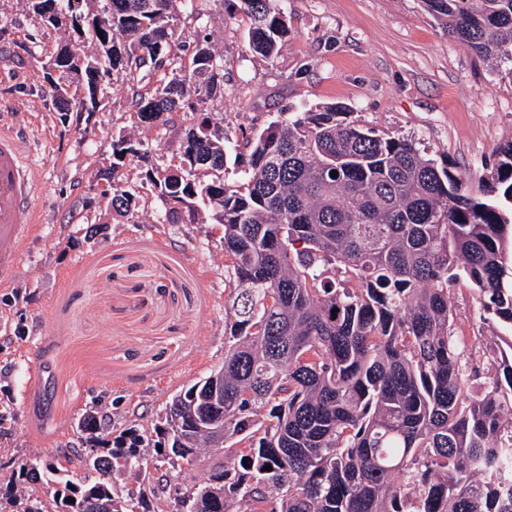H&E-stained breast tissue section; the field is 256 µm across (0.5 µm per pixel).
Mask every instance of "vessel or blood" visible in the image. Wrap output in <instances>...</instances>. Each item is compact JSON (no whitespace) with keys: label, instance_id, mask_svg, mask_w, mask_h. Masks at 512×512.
Listing matches in <instances>:
<instances>
[{"label":"vessel or blood","instance_id":"1","mask_svg":"<svg viewBox=\"0 0 512 512\" xmlns=\"http://www.w3.org/2000/svg\"><path fill=\"white\" fill-rule=\"evenodd\" d=\"M37 173L18 147V136L0 120V288L9 285L26 240L40 221L34 207Z\"/></svg>","mask_w":512,"mask_h":512}]
</instances>
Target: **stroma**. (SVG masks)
I'll use <instances>...</instances> for the list:
<instances>
[{
  "mask_svg": "<svg viewBox=\"0 0 512 512\" xmlns=\"http://www.w3.org/2000/svg\"><path fill=\"white\" fill-rule=\"evenodd\" d=\"M280 5L292 35L271 59L249 52L236 0L180 18L183 40L206 32L224 58V92L205 109L231 141L279 113L336 103L357 124L452 161L468 184L512 141V77L449 38L423 0ZM60 37L35 29L19 0H0V109L37 167L43 217L12 287L0 289L2 486L12 459L80 448L86 411L116 436L151 428L174 393L224 363V228L185 223L144 183L147 166L177 158L194 109L141 124L133 79L120 73L96 111L60 118L42 92V67ZM119 134L149 143L148 160L115 161ZM112 183L137 190L134 214L112 211ZM451 300L466 335L494 336L466 284H455Z\"/></svg>",
  "mask_w": 512,
  "mask_h": 512,
  "instance_id": "obj_1",
  "label": "stroma"
}]
</instances>
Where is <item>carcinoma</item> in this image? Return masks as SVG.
I'll list each match as a JSON object with an SVG mask.
<instances>
[{"label": "carcinoma", "instance_id": "cac0c4a2", "mask_svg": "<svg viewBox=\"0 0 512 512\" xmlns=\"http://www.w3.org/2000/svg\"><path fill=\"white\" fill-rule=\"evenodd\" d=\"M238 2L250 50L273 58L286 14L276 0ZM84 3L22 0L37 27L68 33L45 65L60 111H96L114 72L164 70L134 93L146 125L217 91L223 59L207 34L179 41L177 0H99L93 17ZM425 4L479 57L512 64V0ZM347 115L330 104L269 122L244 138L247 165L229 182L197 177L230 160L224 129L201 112L179 162L145 171L190 223L204 212L224 226V365L166 403L162 440L128 432L95 449L77 481L61 468L66 449L17 459L0 507L149 512L150 470L215 457L218 427L233 463L171 487L172 512H512V142L468 187L448 161ZM142 150L112 137L118 160ZM109 187L112 210L131 213L136 195ZM461 280L501 329L482 351L485 373L449 304ZM115 474L139 491L119 494Z\"/></svg>", "mask_w": 512, "mask_h": 512}]
</instances>
